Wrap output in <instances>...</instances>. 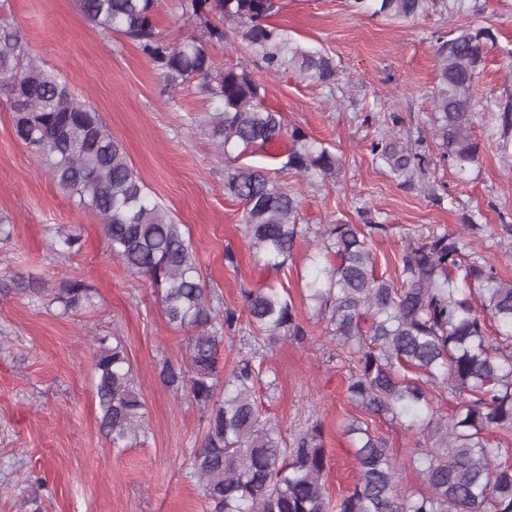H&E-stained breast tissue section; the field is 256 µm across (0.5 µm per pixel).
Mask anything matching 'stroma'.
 Returning <instances> with one entry per match:
<instances>
[{
    "label": "stroma",
    "mask_w": 512,
    "mask_h": 512,
    "mask_svg": "<svg viewBox=\"0 0 512 512\" xmlns=\"http://www.w3.org/2000/svg\"><path fill=\"white\" fill-rule=\"evenodd\" d=\"M8 3L31 55L97 108L151 195L187 226L204 281L224 307L243 311L245 287L288 291L307 336L263 341L257 401L284 436L320 424L331 495L352 490L358 478L347 432L355 419L387 440L404 488L425 491L408 467L415 435L348 397V349L302 292L310 245L298 243L281 272L260 266L245 245L244 205L224 193V172L238 163L269 169L315 228L386 225L373 241L385 277H394L406 236L447 231L473 242L480 262L512 280V130L498 119L512 109V0H448L400 21L356 11L352 0H278L273 24L332 56L330 89L293 69L267 72L240 32L211 46L215 70H248L286 127H300L341 158L336 175L309 179L282 169L284 140L236 161L219 154L208 123L215 103L193 83L169 89L132 42L89 27L77 0ZM155 23L170 46L195 31L180 0H159ZM463 27L488 28L493 37L473 83L479 160L461 175L441 160L431 124L436 46ZM387 134L417 141L420 181L397 180L375 159L371 144ZM0 215L13 227L0 240V512H205L187 463L202 444L207 414L190 397H174L160 375L164 360L184 357L185 335L168 324L157 289L109 255L96 216L78 208L17 140L1 103ZM58 225L81 234L77 255L50 251L47 229ZM228 247L236 266L224 261ZM72 274L95 292L94 307L74 316L54 304L34 306L21 290ZM106 334L122 339L145 402V432L128 448H113L97 418L91 355L94 337Z\"/></svg>",
    "instance_id": "1"
}]
</instances>
